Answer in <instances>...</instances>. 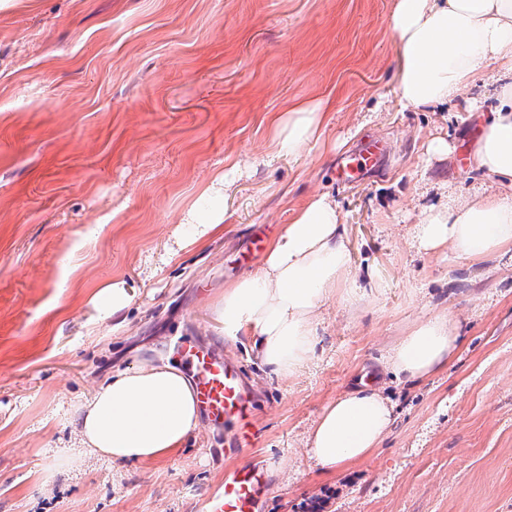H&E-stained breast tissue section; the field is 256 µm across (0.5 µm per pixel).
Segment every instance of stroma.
I'll return each instance as SVG.
<instances>
[{
	"mask_svg": "<svg viewBox=\"0 0 512 512\" xmlns=\"http://www.w3.org/2000/svg\"><path fill=\"white\" fill-rule=\"evenodd\" d=\"M0 10V512H200L252 461L264 512H512V256L438 257L412 242L423 210L491 186L471 167L496 87L445 111L397 95L392 0H14ZM328 102L320 140L274 156L271 120ZM451 155L426 161L428 140ZM382 164L341 178L371 140ZM224 186V236L184 249L176 230L203 186ZM328 194L371 300L320 308L308 366L281 379L230 341L216 294L253 271L294 209ZM105 232H98V225ZM134 288L122 326L97 288ZM442 311L461 323L448 368L395 379L390 343ZM176 336L223 348L258 391L253 447L225 454L200 423L174 457L120 463L79 448L76 411L113 364L170 361ZM373 376L393 422L368 458L323 472L306 448L323 407Z\"/></svg>",
	"mask_w": 512,
	"mask_h": 512,
	"instance_id": "1",
	"label": "stroma"
}]
</instances>
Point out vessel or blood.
<instances>
[{
    "instance_id": "obj_1",
    "label": "vessel or blood",
    "mask_w": 512,
    "mask_h": 512,
    "mask_svg": "<svg viewBox=\"0 0 512 512\" xmlns=\"http://www.w3.org/2000/svg\"><path fill=\"white\" fill-rule=\"evenodd\" d=\"M383 153L379 142L366 143L346 158L341 171L352 175L373 169ZM180 358L192 377L198 406L209 423L229 428L232 451L250 446L257 436L254 404L241 366L212 346L194 340L183 342ZM269 486L270 476L263 466L249 463L237 467L225 476L203 512H261Z\"/></svg>"
}]
</instances>
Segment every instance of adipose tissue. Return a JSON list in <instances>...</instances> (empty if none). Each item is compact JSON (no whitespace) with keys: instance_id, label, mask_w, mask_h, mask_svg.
I'll return each instance as SVG.
<instances>
[{"instance_id":"adipose-tissue-1","label":"adipose tissue","mask_w":512,"mask_h":512,"mask_svg":"<svg viewBox=\"0 0 512 512\" xmlns=\"http://www.w3.org/2000/svg\"><path fill=\"white\" fill-rule=\"evenodd\" d=\"M390 26L401 52L397 91L421 111L443 108L487 74L499 83L474 142V167L497 187L462 206L421 214L416 237L429 254L471 261L512 251V0H393ZM324 107L293 106L272 143L277 156H299L320 136ZM179 227L183 247L202 249L224 233L225 210L192 205ZM335 203L324 194L295 210L258 269L225 287L213 304L226 337H245L260 362L282 379L310 361L317 311L327 300H358ZM458 323L445 313L413 322L388 348L397 376L426 378L458 350ZM193 386L167 364L113 368L79 408L78 442L112 461L150 463L175 455L197 429ZM392 423V407L369 383L324 407L307 440L311 457L333 472L370 456Z\"/></svg>"}]
</instances>
